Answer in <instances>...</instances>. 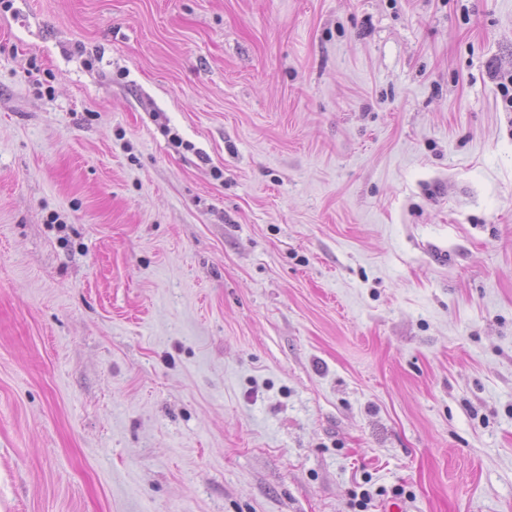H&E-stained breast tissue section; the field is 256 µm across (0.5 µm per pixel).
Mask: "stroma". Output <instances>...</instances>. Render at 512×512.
I'll list each match as a JSON object with an SVG mask.
<instances>
[{
  "mask_svg": "<svg viewBox=\"0 0 512 512\" xmlns=\"http://www.w3.org/2000/svg\"><path fill=\"white\" fill-rule=\"evenodd\" d=\"M512 0L0 9V512H512Z\"/></svg>",
  "mask_w": 512,
  "mask_h": 512,
  "instance_id": "35a3bbf8",
  "label": "stroma"
}]
</instances>
